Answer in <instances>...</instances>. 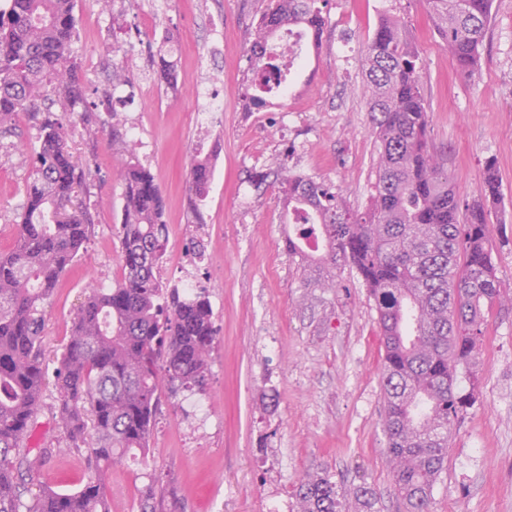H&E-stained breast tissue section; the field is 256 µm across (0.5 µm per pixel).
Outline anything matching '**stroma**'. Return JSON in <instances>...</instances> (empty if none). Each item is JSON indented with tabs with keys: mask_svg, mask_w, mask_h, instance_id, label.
<instances>
[{
	"mask_svg": "<svg viewBox=\"0 0 512 512\" xmlns=\"http://www.w3.org/2000/svg\"><path fill=\"white\" fill-rule=\"evenodd\" d=\"M268 0H78L72 45L91 122L67 125L74 155L92 177L79 199L95 233L60 277L44 311V345L69 336L83 289L120 278L117 229L124 202L121 167L139 164L164 198L169 242L164 284H180L191 242L204 246L201 289L212 305L217 340L200 400V422L163 399L146 450H132L108 474L110 512H136L150 478L171 481L185 512H268L277 495L294 497L302 478L331 475L343 489H374L380 512H403L386 462L376 312L348 264L288 255L284 197L260 173L287 162L294 173L335 185L352 210L370 204L377 151L362 74L366 43L394 16L415 45L430 135L461 201L480 199L487 164L500 198L489 248L503 289L489 313L473 373L456 389L476 401L451 435L431 512H512V0H494L479 71L458 74L424 0H324L319 48L308 49L278 120L250 107V45ZM178 36L171 74L159 65L155 29ZM134 62H126V54ZM224 75V112L209 131L193 120L197 88ZM133 89L115 101L114 89ZM137 128L141 146L130 142ZM39 130L18 116L0 137V253L17 237L31 155ZM209 160L207 199L192 206L193 159ZM86 455L62 451L29 476L32 488H81Z\"/></svg>",
	"mask_w": 512,
	"mask_h": 512,
	"instance_id": "35a3bbf8",
	"label": "stroma"
}]
</instances>
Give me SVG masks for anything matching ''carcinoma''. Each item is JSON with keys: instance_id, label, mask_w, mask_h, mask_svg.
<instances>
[{"instance_id": "obj_1", "label": "carcinoma", "mask_w": 512, "mask_h": 512, "mask_svg": "<svg viewBox=\"0 0 512 512\" xmlns=\"http://www.w3.org/2000/svg\"><path fill=\"white\" fill-rule=\"evenodd\" d=\"M320 2L269 0L250 49L254 103L267 102L276 93L272 78L286 76L279 57L267 51L269 40L296 26L318 44L325 27ZM75 4L6 0L0 8V136L13 134L21 112L39 130L16 244L0 253V512H109L108 469L132 449L147 448L163 389L204 386L216 340L206 296L161 281L164 200L149 170L128 166L120 281L85 288L48 377L44 304L94 235L92 219L75 203L91 171L74 158L63 123L91 117L72 55ZM426 5L456 70L475 74L493 0ZM364 67L378 150L370 206L352 214L333 187L293 174L284 163L262 179L282 185L293 226L288 253L307 258L313 249L333 264L347 262L368 288L384 348L383 428L395 492L405 512H429L452 429L475 402L473 394L455 392L458 369L472 371L485 314L501 298L488 246L491 216L480 204L462 205L431 152L419 58L399 20L379 25ZM45 100L60 113L42 106ZM209 188L207 161L199 160L189 177L192 203ZM50 379L58 446L86 452L89 479L77 491L33 494L24 474L55 452L34 453L27 444ZM353 495L358 512H377L373 489L358 486ZM296 500L297 512H350L345 491L327 475L301 481ZM138 512L183 508L171 484L151 481Z\"/></svg>"}]
</instances>
